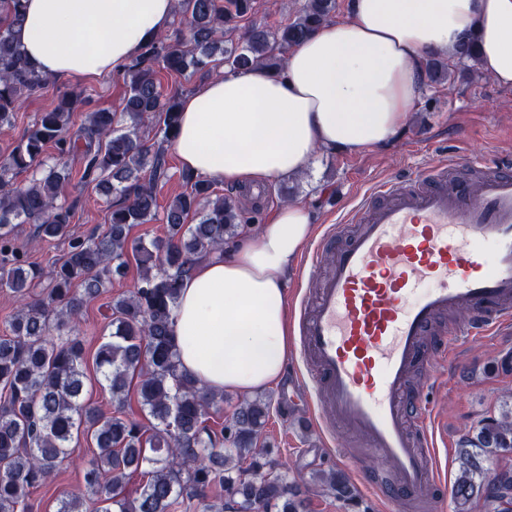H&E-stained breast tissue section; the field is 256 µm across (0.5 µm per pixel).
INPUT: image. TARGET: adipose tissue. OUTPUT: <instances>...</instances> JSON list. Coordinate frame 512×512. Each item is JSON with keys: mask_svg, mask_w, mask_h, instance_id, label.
<instances>
[{"mask_svg": "<svg viewBox=\"0 0 512 512\" xmlns=\"http://www.w3.org/2000/svg\"><path fill=\"white\" fill-rule=\"evenodd\" d=\"M174 5L24 0L15 38L40 76L90 78L163 34ZM466 42L512 87V0H350L349 19L321 25L283 72L228 70L186 95L171 148L193 174L255 186L298 176L319 149L386 146L411 117L427 59H455ZM313 222L309 207L281 204L256 239L194 264L174 309L182 370L242 395L278 381L291 340L284 288Z\"/></svg>", "mask_w": 512, "mask_h": 512, "instance_id": "ef3b65f1", "label": "adipose tissue"}]
</instances>
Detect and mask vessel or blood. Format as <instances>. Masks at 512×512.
<instances>
[{"mask_svg":"<svg viewBox=\"0 0 512 512\" xmlns=\"http://www.w3.org/2000/svg\"><path fill=\"white\" fill-rule=\"evenodd\" d=\"M314 249L328 266L315 302L299 315L308 376L321 405L311 419L325 432L360 435L398 480L385 499L427 494L438 483L427 449L437 446L432 413L409 398L416 364L443 361L428 347L441 313L468 311L459 333L512 326V165L455 182L442 164L402 184L379 183Z\"/></svg>","mask_w":512,"mask_h":512,"instance_id":"1","label":"vessel or blood"}]
</instances>
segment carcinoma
I'll return each instance as SVG.
<instances>
[{"label":"carcinoma","instance_id":"cac0c4a2","mask_svg":"<svg viewBox=\"0 0 512 512\" xmlns=\"http://www.w3.org/2000/svg\"><path fill=\"white\" fill-rule=\"evenodd\" d=\"M255 0H176L189 37L160 35L124 69L127 87L120 113L97 109L70 133L73 96L41 113L20 143L0 161V289L18 303L9 335L0 336V512H32L31 489L45 483L80 437L95 442L83 469V489L63 496L57 512H178L197 505L203 512H306V498L285 475L267 470L268 451L257 447L269 416L262 398L239 404L220 431L207 425L217 394L182 371L172 333V313L194 263L234 242L255 217L234 196L188 172L187 191L163 212L166 237L128 246L130 228L157 219L155 185L167 177L166 148L179 123L180 100L163 92L159 74L209 76L229 70L285 67L288 52L319 25L332 20L336 0H301L293 21L277 26L252 21ZM23 0H0V123H9L23 95L45 88L48 79L26 62L14 37L23 21ZM221 58H216V55ZM432 82L454 77L448 63H426ZM153 126L161 138L147 141ZM56 162L26 184L13 176L42 164L48 145ZM86 161L82 178L96 181L109 202L105 231L81 236L71 230V207L57 203L70 182V159ZM196 224L187 223L190 214ZM34 224L41 238H64L68 251L49 270L51 288L30 295L42 270L11 244L12 225ZM133 251L140 276L128 293L109 303L95 363L112 410L85 398L84 345L79 336L83 308L97 297ZM137 378L140 406L149 425L125 415L128 379ZM232 453L224 455V442ZM453 495L460 512L481 501L504 512L512 496V402L487 417L457 450ZM498 462L492 479L484 463ZM146 477L137 496L125 480ZM315 485L349 509L359 502L340 472H319Z\"/></svg>","mask_w":512,"mask_h":512}]
</instances>
